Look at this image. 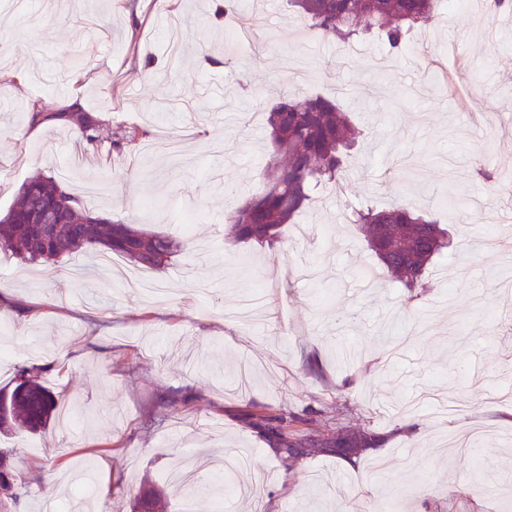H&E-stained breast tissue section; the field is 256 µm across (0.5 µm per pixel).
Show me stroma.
Wrapping results in <instances>:
<instances>
[{"label":"stroma","mask_w":512,"mask_h":512,"mask_svg":"<svg viewBox=\"0 0 512 512\" xmlns=\"http://www.w3.org/2000/svg\"><path fill=\"white\" fill-rule=\"evenodd\" d=\"M217 0H24L0 12V212L35 174L55 178L97 216L177 236L161 271L85 250L53 265L0 250V289L21 311L0 313V387L42 365L74 423L0 433L28 483L19 512H130L144 481L200 456L253 451L237 480L254 496L192 500L194 512H512V193L478 168L512 178V23L485 0L441 5L405 53L366 37L325 39L288 0H265L267 45L224 46ZM142 22L129 28L126 12ZM322 95L353 109L361 136L343 192H317L274 247L225 236L224 214L261 183L273 149L248 114L267 91ZM100 124L28 132L27 105L54 112L71 97ZM139 128V153L112 145ZM407 202L437 217L450 245L426 269L419 299L378 267L348 202ZM464 200L459 209L452 200ZM268 317L235 313L252 290ZM321 375H311L308 356ZM254 402L299 413L335 409L341 424L386 435L354 468L317 454L287 469L237 416ZM420 438H400L406 424ZM106 497L72 494L86 472Z\"/></svg>","instance_id":"1"}]
</instances>
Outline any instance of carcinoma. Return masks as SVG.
I'll return each instance as SVG.
<instances>
[{
	"mask_svg": "<svg viewBox=\"0 0 512 512\" xmlns=\"http://www.w3.org/2000/svg\"><path fill=\"white\" fill-rule=\"evenodd\" d=\"M308 25L324 36L348 44L370 30L391 53L408 48L414 31L426 25L439 0H289ZM33 122L63 121L77 126L90 144L99 140V122L84 112H42L38 102L29 108ZM266 125L273 145L272 159L262 171L258 190L225 215L228 235L237 242L254 241L274 247L281 228L291 224L320 187L342 186L346 180L344 155L355 145L357 131L347 112L322 96L299 94L266 109ZM142 135L133 128L114 140L120 149H139ZM50 210L60 225L54 234L42 232L39 212ZM352 222L365 232L368 247L382 268L409 290L421 286L425 267L448 247V230L437 219L399 205L377 210L359 201L351 206ZM101 248L104 256L117 255L142 269L162 270L183 247L171 235L145 233L131 224L94 216L51 177L37 175L24 182L17 201L0 215V249L25 262L53 264L72 253ZM46 368L20 366L16 384L0 388V425L17 431L44 430L63 406L61 396L40 382ZM244 422L265 439L269 447L296 463L299 439L309 433L323 438L325 450L351 459L379 448L385 436L372 432L334 428L318 413L288 411L266 413L249 403ZM27 493L12 462V451L0 450V512H17ZM163 491L152 484L139 490L132 512H166Z\"/></svg>",
	"mask_w": 512,
	"mask_h": 512,
	"instance_id": "cac0c4a2",
	"label": "carcinoma"
}]
</instances>
